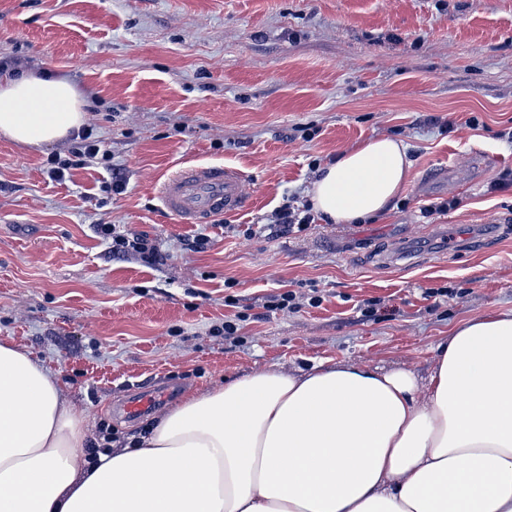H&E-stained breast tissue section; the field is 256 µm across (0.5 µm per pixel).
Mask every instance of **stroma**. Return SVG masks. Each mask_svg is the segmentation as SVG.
Listing matches in <instances>:
<instances>
[{"label":"stroma","instance_id":"stroma-1","mask_svg":"<svg viewBox=\"0 0 512 512\" xmlns=\"http://www.w3.org/2000/svg\"><path fill=\"white\" fill-rule=\"evenodd\" d=\"M0 54L96 100L87 122L129 178L102 192L95 165L59 183L46 160L69 141L0 137V340L56 373L90 442L263 369L330 360L425 377L452 326L512 310V190L487 191L512 169L498 136L512 126V0H0ZM380 137L412 161L388 213L278 231L283 204L307 203L313 160ZM196 163L243 171L253 206L211 224L165 213L160 181ZM99 224L147 235L164 263L113 255ZM286 291L322 304L264 308ZM372 298L384 313L367 319ZM148 391L161 400L128 414Z\"/></svg>","mask_w":512,"mask_h":512}]
</instances>
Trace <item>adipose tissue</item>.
Here are the masks:
<instances>
[{
	"mask_svg": "<svg viewBox=\"0 0 512 512\" xmlns=\"http://www.w3.org/2000/svg\"><path fill=\"white\" fill-rule=\"evenodd\" d=\"M67 80L0 75V136L41 148L85 123ZM375 138L326 164L315 212L351 224L409 181ZM428 377L317 364L186 392L91 457L58 379L0 343V512H512V312L461 321Z\"/></svg>",
	"mask_w": 512,
	"mask_h": 512,
	"instance_id": "1",
	"label": "adipose tissue"
}]
</instances>
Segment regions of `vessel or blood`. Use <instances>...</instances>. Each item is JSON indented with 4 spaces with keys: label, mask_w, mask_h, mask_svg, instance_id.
I'll return each instance as SVG.
<instances>
[{
    "label": "vessel or blood",
    "mask_w": 512,
    "mask_h": 512,
    "mask_svg": "<svg viewBox=\"0 0 512 512\" xmlns=\"http://www.w3.org/2000/svg\"><path fill=\"white\" fill-rule=\"evenodd\" d=\"M163 209L193 224L248 209L253 197L245 175L234 167L193 164L169 176L160 187Z\"/></svg>",
    "instance_id": "1"
}]
</instances>
